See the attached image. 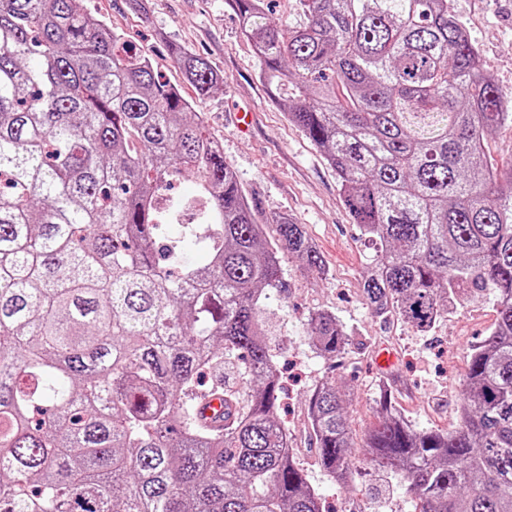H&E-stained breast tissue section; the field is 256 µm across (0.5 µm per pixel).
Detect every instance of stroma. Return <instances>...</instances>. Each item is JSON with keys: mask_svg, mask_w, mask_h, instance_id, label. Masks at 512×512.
I'll list each match as a JSON object with an SVG mask.
<instances>
[{"mask_svg": "<svg viewBox=\"0 0 512 512\" xmlns=\"http://www.w3.org/2000/svg\"><path fill=\"white\" fill-rule=\"evenodd\" d=\"M87 5L145 52L171 83L182 82L169 55L173 43L202 55L223 74V90L196 101L194 111L221 144L258 217L278 213L302 224L325 265L320 275L284 258L288 287L266 306L265 317L275 330L272 346L289 375L283 416L295 459L331 512H414L401 474L378 473L361 461L365 434L376 421L378 389L390 382L397 409L415 425L455 431L466 357L496 321L493 290L458 299L427 333L396 316H374L362 295L374 251L340 200L335 171L288 121L263 82L229 0H87ZM451 8L512 102V0H451ZM238 110L254 112L249 131L229 122V114ZM320 309L335 313L352 340L333 361L318 356L307 338V318ZM384 347L396 356L385 373L373 361ZM329 379L348 397L354 436L351 456L357 464L343 485L335 484L309 448L306 401Z\"/></svg>", "mask_w": 512, "mask_h": 512, "instance_id": "1", "label": "stroma"}]
</instances>
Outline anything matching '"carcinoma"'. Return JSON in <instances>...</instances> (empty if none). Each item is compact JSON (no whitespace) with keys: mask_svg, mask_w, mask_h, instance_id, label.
<instances>
[{"mask_svg":"<svg viewBox=\"0 0 512 512\" xmlns=\"http://www.w3.org/2000/svg\"><path fill=\"white\" fill-rule=\"evenodd\" d=\"M271 2L233 0L240 32L374 246L366 304L427 332L461 291L496 292L458 430L382 389L364 460L403 472L416 512H512V167L485 150L502 91L450 0H293L295 25ZM170 54L198 97L224 89ZM280 243L322 270L302 225L256 221L200 113L85 0H0V512H323L278 416ZM307 333L326 359L349 346L328 310ZM307 417L346 482L335 382Z\"/></svg>","mask_w":512,"mask_h":512,"instance_id":"cac0c4a2","label":"carcinoma"}]
</instances>
